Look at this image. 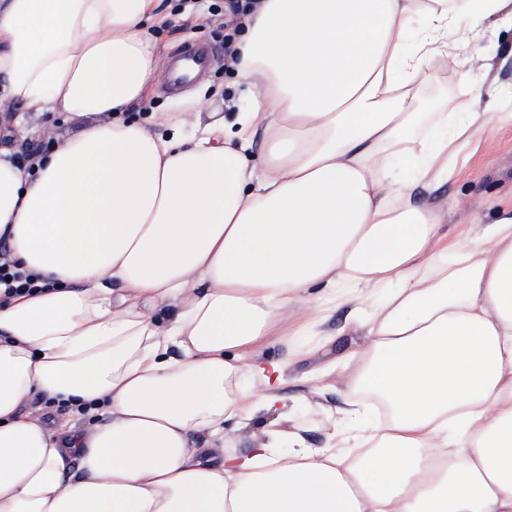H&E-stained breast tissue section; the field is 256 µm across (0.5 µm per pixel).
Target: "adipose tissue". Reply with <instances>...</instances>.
Listing matches in <instances>:
<instances>
[{
	"instance_id": "ef3b65f1",
	"label": "adipose tissue",
	"mask_w": 512,
	"mask_h": 512,
	"mask_svg": "<svg viewBox=\"0 0 512 512\" xmlns=\"http://www.w3.org/2000/svg\"><path fill=\"white\" fill-rule=\"evenodd\" d=\"M159 2L0 0V95L79 125L31 173L0 148V238L46 283L0 297V512H512V218L448 236L412 201L512 123L415 109L512 0H261L250 103L199 137L123 117ZM314 288L367 334L324 446L228 453L225 418L303 407L251 357Z\"/></svg>"
}]
</instances>
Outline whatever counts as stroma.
I'll return each mask as SVG.
<instances>
[{
    "instance_id": "1",
    "label": "stroma",
    "mask_w": 512,
    "mask_h": 512,
    "mask_svg": "<svg viewBox=\"0 0 512 512\" xmlns=\"http://www.w3.org/2000/svg\"><path fill=\"white\" fill-rule=\"evenodd\" d=\"M179 0H161L160 10L168 23L164 31L153 37L156 76L147 98L130 114L131 119L147 120L152 113H168L171 121L180 122L185 132H193L199 113L227 106L243 108L248 97L238 85L223 60H216L207 76L187 92L174 96L164 94L166 60L173 49L192 42L223 47L228 32L232 0H197L194 16L182 20L175 9ZM480 43L491 47L490 70L480 62H471L473 83H464L461 69L455 64L440 67L437 80L421 83L420 98L443 100L479 97L482 104H493L495 111L512 113V29H504L488 20L480 24ZM18 106L0 104V146L23 150L27 144L52 136L63 139L73 131L70 123H56L47 113L36 121L20 125L15 118ZM414 203L444 212L442 229L455 233L458 225L488 226L512 216V126L505 124L484 131L479 136L470 162L453 180L416 188ZM351 304L337 303L322 319L312 336H298L288 343H272L262 348L257 359L262 363H283L280 392L286 396L308 394L312 379L328 373L330 381H343L352 365L351 355L364 341L352 322Z\"/></svg>"
}]
</instances>
